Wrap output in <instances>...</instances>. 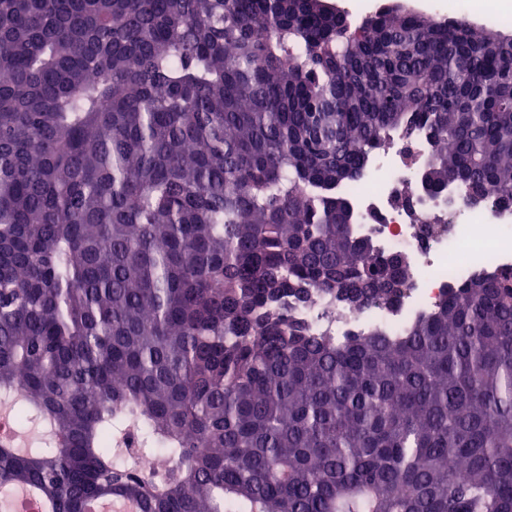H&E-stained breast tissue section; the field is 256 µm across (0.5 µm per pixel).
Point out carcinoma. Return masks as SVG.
Segmentation results:
<instances>
[{
    "mask_svg": "<svg viewBox=\"0 0 512 512\" xmlns=\"http://www.w3.org/2000/svg\"><path fill=\"white\" fill-rule=\"evenodd\" d=\"M0 31V512H512V271L398 338L296 314L403 296L339 192L394 141L512 206L511 37L325 0H0Z\"/></svg>",
    "mask_w": 512,
    "mask_h": 512,
    "instance_id": "carcinoma-1",
    "label": "carcinoma"
}]
</instances>
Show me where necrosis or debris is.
<instances>
[{
  "instance_id": "4bbe7bcc",
  "label": "necrosis or debris",
  "mask_w": 512,
  "mask_h": 512,
  "mask_svg": "<svg viewBox=\"0 0 512 512\" xmlns=\"http://www.w3.org/2000/svg\"><path fill=\"white\" fill-rule=\"evenodd\" d=\"M429 157L430 146L422 137L405 147H386L375 153L359 182L344 189L353 206L356 235L370 239L381 252L403 254L411 266L398 305L353 314L318 298L296 309L313 329L337 338L373 329L400 336L431 312L451 285L478 271L512 268V207L492 200L462 206L464 190L453 182L437 196L417 192ZM408 189L414 195L405 207L398 199Z\"/></svg>"
}]
</instances>
